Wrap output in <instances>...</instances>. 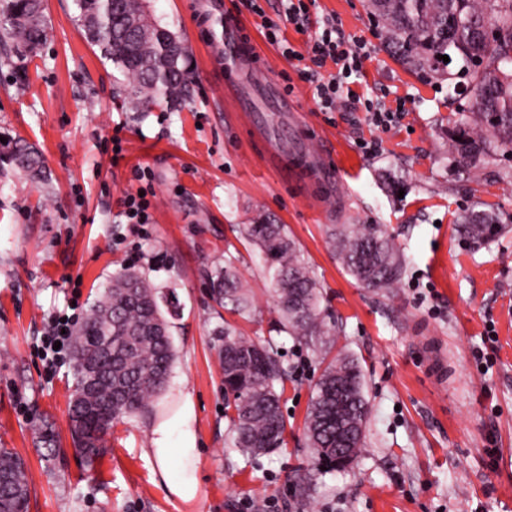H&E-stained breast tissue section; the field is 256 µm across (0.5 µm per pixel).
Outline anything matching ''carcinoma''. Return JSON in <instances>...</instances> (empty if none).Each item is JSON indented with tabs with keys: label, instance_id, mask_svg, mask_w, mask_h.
<instances>
[{
	"label": "carcinoma",
	"instance_id": "1",
	"mask_svg": "<svg viewBox=\"0 0 512 512\" xmlns=\"http://www.w3.org/2000/svg\"><path fill=\"white\" fill-rule=\"evenodd\" d=\"M113 0H73L75 21L84 38L112 64L113 82L123 90L134 112L164 103L176 107L193 90L190 52L180 37L149 20L140 7L117 11ZM372 14L386 29L388 40L410 67L454 79L449 69L469 76L471 95L460 105L469 120L455 126L448 138L451 163L466 172L498 157L512 156V0H370ZM487 23L496 33L481 37L476 28ZM455 38L448 41V29ZM46 37L41 0H0V45H13L19 58L36 52ZM446 55L445 62L440 56ZM0 161L49 184L42 154L21 139L9 140ZM504 229L492 211L472 210L461 216L458 232L474 246L494 239ZM244 238L263 259L278 315V331L306 344L320 342L321 359L335 344V326L321 308V285L302 258L283 224L260 218L242 229ZM327 242L346 271L362 286L395 287L405 265L401 247L379 224H330ZM237 257L224 251V264L208 273L213 302L242 318L254 304L236 266ZM175 293L159 288L145 274L125 269L94 303L74 331L75 392L85 404H69L75 451L92 465L105 447L116 420L151 410L153 398L170 377L176 352L162 306ZM221 367L224 408L231 443L249 455L267 454L283 446L286 422L278 385L287 370L273 355L271 342H254L224 323ZM98 369L95 386L84 391L88 377L83 363ZM345 386L352 402L344 423L356 427L354 455L365 447L368 402L361 369L346 356L329 361L315 384L305 435L318 464L336 467V383ZM29 476L24 461L0 448V512H28Z\"/></svg>",
	"mask_w": 512,
	"mask_h": 512
}]
</instances>
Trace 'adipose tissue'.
<instances>
[{
  "instance_id": "1",
  "label": "adipose tissue",
  "mask_w": 512,
  "mask_h": 512,
  "mask_svg": "<svg viewBox=\"0 0 512 512\" xmlns=\"http://www.w3.org/2000/svg\"><path fill=\"white\" fill-rule=\"evenodd\" d=\"M193 419L194 405L191 397L187 396L175 416L153 428L151 439V454L170 494L185 504L194 503L200 495L197 478L199 456Z\"/></svg>"
}]
</instances>
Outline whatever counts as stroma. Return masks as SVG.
Returning <instances> with one entry per match:
<instances>
[{
  "label": "stroma",
  "instance_id": "obj_1",
  "mask_svg": "<svg viewBox=\"0 0 512 512\" xmlns=\"http://www.w3.org/2000/svg\"><path fill=\"white\" fill-rule=\"evenodd\" d=\"M210 2L146 0L151 19L185 39L194 63L193 95L176 110L127 109L112 65L77 29L73 0H44L47 37L36 55L22 64L0 58V137L37 147L52 176L41 187L0 163V447L27 465L30 512H240L248 495L278 502L280 512H512V184L498 177L512 158L467 173L446 158L448 133L465 119L459 97L447 80L394 56L367 0H319V12L373 47L356 91L403 103L400 123L380 133L365 111H318L309 83L267 43L243 0H221L262 59L267 83L256 87L253 108L269 139L306 144L333 170L310 185L283 178L224 96L226 84L252 83L253 74L215 55L223 35L220 18L203 20ZM375 134L382 148L365 156L356 140ZM139 165L151 179L133 176ZM149 186L151 223H121L124 197ZM471 208L495 211L505 233L467 245L457 222ZM261 215L286 225L309 262L321 306L342 328L333 351L358 363L369 404L355 463L319 475L304 497L293 480L315 466L303 423L323 365L316 344L272 329L263 261L239 233ZM330 224L384 225L405 255L399 284L362 287L331 250ZM228 251L257 311L227 321L246 338L274 340L290 370L286 444L255 457L232 448L221 411L218 330L227 321L212 309L207 273ZM124 269L173 287L176 361L152 413L114 422L104 454L88 467L72 446L73 366L47 375L37 344L52 315L81 324ZM489 323L495 363L483 373L473 353L485 348ZM431 343L448 365L441 384L428 372ZM187 394L201 488L190 505L171 496L148 452L152 429ZM45 423L61 452L53 461L34 434Z\"/></svg>",
  "mask_w": 512,
  "mask_h": 512
}]
</instances>
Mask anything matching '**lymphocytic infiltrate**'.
Masks as SVG:
<instances>
[{
	"label": "lymphocytic infiltrate",
	"mask_w": 512,
	"mask_h": 512,
	"mask_svg": "<svg viewBox=\"0 0 512 512\" xmlns=\"http://www.w3.org/2000/svg\"><path fill=\"white\" fill-rule=\"evenodd\" d=\"M244 4L259 16L258 28L267 42L276 46L283 56L301 63L300 74L312 86L318 111L333 112L360 103L368 112L372 126L382 130L401 118V110L380 100L361 99L353 89V79L362 76L373 50L363 38L346 34L333 16L311 20L310 14L317 9L318 0H283L284 16L306 37L305 48L301 51L285 38L281 25L266 16L259 0H244Z\"/></svg>",
	"instance_id": "1"
}]
</instances>
